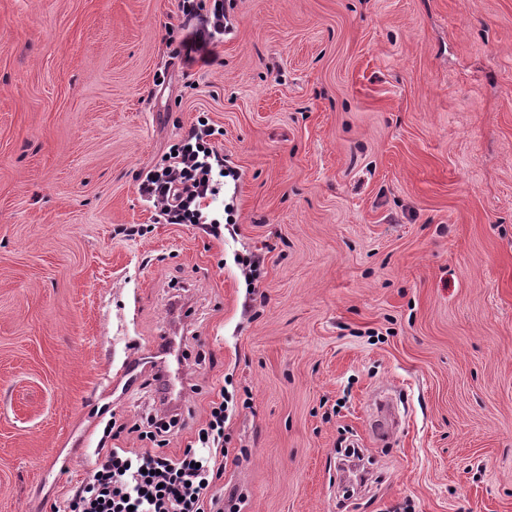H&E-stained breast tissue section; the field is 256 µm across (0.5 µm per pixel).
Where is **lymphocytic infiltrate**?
Instances as JSON below:
<instances>
[{
    "label": "lymphocytic infiltrate",
    "mask_w": 512,
    "mask_h": 512,
    "mask_svg": "<svg viewBox=\"0 0 512 512\" xmlns=\"http://www.w3.org/2000/svg\"><path fill=\"white\" fill-rule=\"evenodd\" d=\"M194 28L177 54L185 64L212 63L210 45L224 39V0H179ZM222 128L198 120L173 144L172 155L140 179L139 192L169 224L216 227L203 203L216 196L217 173L235 177L215 146ZM224 402L213 403L199 445L175 457L149 448L110 449L67 501L68 512H240L236 496L217 494L224 474L227 419Z\"/></svg>",
    "instance_id": "f902f5d3"
}]
</instances>
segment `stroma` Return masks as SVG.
<instances>
[{
    "label": "stroma",
    "mask_w": 512,
    "mask_h": 512,
    "mask_svg": "<svg viewBox=\"0 0 512 512\" xmlns=\"http://www.w3.org/2000/svg\"><path fill=\"white\" fill-rule=\"evenodd\" d=\"M224 16L186 71L178 0H0V512H64L140 447L177 301L194 389L162 452L233 393L217 490L241 512H512V0ZM201 116L238 173L215 233L138 192Z\"/></svg>",
    "instance_id": "stroma-1"
}]
</instances>
